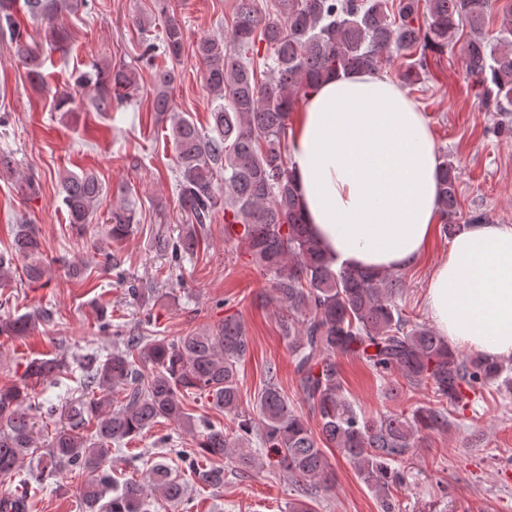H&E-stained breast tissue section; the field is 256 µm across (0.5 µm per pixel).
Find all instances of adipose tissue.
Segmentation results:
<instances>
[{"label":"adipose tissue","mask_w":512,"mask_h":512,"mask_svg":"<svg viewBox=\"0 0 512 512\" xmlns=\"http://www.w3.org/2000/svg\"><path fill=\"white\" fill-rule=\"evenodd\" d=\"M291 157L305 218L337 265L400 272L421 260L439 218V159L399 83L375 71L328 77L295 115ZM425 301L450 346L512 358V225H467Z\"/></svg>","instance_id":"obj_1"}]
</instances>
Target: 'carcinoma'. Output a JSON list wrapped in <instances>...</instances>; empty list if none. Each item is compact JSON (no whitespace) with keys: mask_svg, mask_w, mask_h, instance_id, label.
Segmentation results:
<instances>
[{"mask_svg":"<svg viewBox=\"0 0 512 512\" xmlns=\"http://www.w3.org/2000/svg\"><path fill=\"white\" fill-rule=\"evenodd\" d=\"M86 2L25 0V5L45 41L63 50L69 35L55 20ZM277 7L279 16L267 19L256 0H236L229 38L196 42L195 59L211 107L208 128L174 110L175 68L155 69L152 110L169 122L166 139L176 154L178 199L191 221L177 240L159 237L155 247L177 258L200 251L205 241L199 228L224 210V236L244 246L270 285L267 302L280 312L298 392L319 417V436L288 404L274 365L266 369L257 417L243 411L240 367L249 341L240 317L227 315L212 328L176 338L147 328L126 333L118 325L106 351H86L71 362L56 354L25 363L24 385L66 373L80 393L48 448H36L33 417L23 408L24 389L15 383L0 387L1 478L15 474L24 457L34 454L42 481L65 471L87 474L78 490L82 512H150L158 495L182 502L185 480L164 461L150 464L143 477L122 482L106 469L112 446L128 444L164 419L195 437L197 451L170 452L205 488L224 487L226 459L240 475L268 461L297 486L324 487L327 447L354 465L383 512H394L392 490L403 484L400 465L411 455L417 433L445 429L448 407L483 397L492 384L498 393L512 394V360L464 357L431 327L407 319L399 304L403 274L337 267L323 254L304 221L289 157L290 114L320 81L342 72L376 71L395 58L404 61L402 80L412 91L425 83L432 56L456 49L479 105L487 112H512V0L501 7L493 34L487 29L490 0H277ZM14 10L15 0H0V31L9 32L27 75L40 78L43 60ZM184 38L181 21L168 16L159 41L146 42L144 55L158 52L177 65ZM78 84L93 87L97 112L138 91L133 69L98 62ZM439 159L442 232L451 238L461 223H480L482 216L461 219L459 170L448 157ZM59 194L69 224L83 232L103 195L97 175L66 172L59 176ZM137 228L134 206L113 207L106 242L97 247L99 265L118 264L112 244L126 241ZM19 260L28 282L50 278L34 224L16 225L10 251L0 253L1 287L11 282ZM40 317H3L0 336H28ZM338 354L364 358L392 393L403 386L430 391L435 405L366 417L343 394ZM187 394L208 398L233 426L195 423L184 411Z\"/></svg>","mask_w":512,"mask_h":512,"instance_id":"cac0c4a2","label":"carcinoma"}]
</instances>
